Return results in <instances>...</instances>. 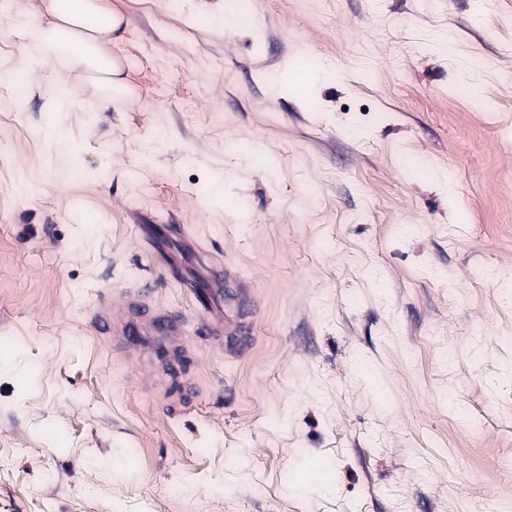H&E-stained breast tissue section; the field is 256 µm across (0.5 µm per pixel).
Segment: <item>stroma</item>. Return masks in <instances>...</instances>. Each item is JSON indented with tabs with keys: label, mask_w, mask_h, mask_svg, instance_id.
<instances>
[{
	"label": "stroma",
	"mask_w": 512,
	"mask_h": 512,
	"mask_svg": "<svg viewBox=\"0 0 512 512\" xmlns=\"http://www.w3.org/2000/svg\"><path fill=\"white\" fill-rule=\"evenodd\" d=\"M103 2L127 98L20 104L0 0V512H512V0ZM137 291L183 351L98 331ZM224 288V289H223ZM224 301L233 299L241 304L252 300V291L238 276H232L224 272V279L216 280V288L205 293L204 299H199L203 308L201 326L209 336H223L225 348L234 355H240L248 351L252 345V338L247 336L241 321L232 323L223 314Z\"/></svg>",
	"instance_id": "stroma-1"
}]
</instances>
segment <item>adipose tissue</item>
I'll return each instance as SVG.
<instances>
[{"label":"adipose tissue","instance_id":"adipose-tissue-1","mask_svg":"<svg viewBox=\"0 0 512 512\" xmlns=\"http://www.w3.org/2000/svg\"><path fill=\"white\" fill-rule=\"evenodd\" d=\"M41 11L49 23L41 30L48 51L60 54L98 74L114 91H124L116 80L118 64L108 48L122 19L105 9L101 0H42Z\"/></svg>","mask_w":512,"mask_h":512}]
</instances>
